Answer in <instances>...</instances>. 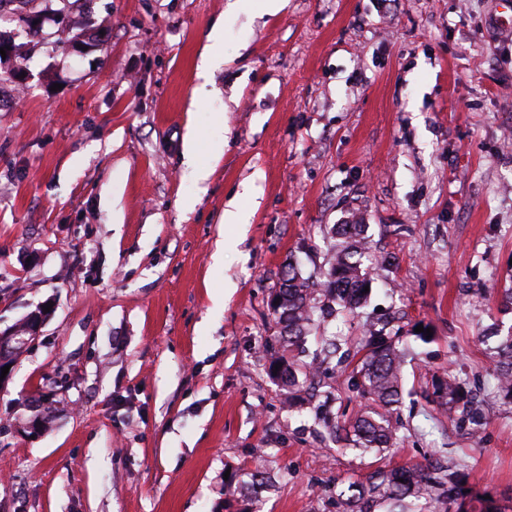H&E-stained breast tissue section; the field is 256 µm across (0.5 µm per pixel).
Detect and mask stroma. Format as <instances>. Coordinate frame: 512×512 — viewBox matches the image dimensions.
I'll return each mask as SVG.
<instances>
[{
	"instance_id": "obj_1",
	"label": "stroma",
	"mask_w": 512,
	"mask_h": 512,
	"mask_svg": "<svg viewBox=\"0 0 512 512\" xmlns=\"http://www.w3.org/2000/svg\"><path fill=\"white\" fill-rule=\"evenodd\" d=\"M51 7L35 49L15 31L10 65L29 80L0 81V331L49 309L0 384V512H239L223 475L255 470L262 512H344L350 483L438 448L512 506V402L492 394L481 341L512 325L506 0ZM219 19L224 62L202 80ZM250 181L241 233L221 217ZM351 220L381 262L328 326L350 340L339 421L365 405L350 389L365 325L410 346L402 441L380 456L323 440L322 396L288 407L268 371L285 268L319 277ZM452 377L474 404L449 415L434 392Z\"/></svg>"
}]
</instances>
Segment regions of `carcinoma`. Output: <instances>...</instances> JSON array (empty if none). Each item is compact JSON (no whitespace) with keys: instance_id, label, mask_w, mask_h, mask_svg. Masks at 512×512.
<instances>
[{"instance_id":"carcinoma-1","label":"carcinoma","mask_w":512,"mask_h":512,"mask_svg":"<svg viewBox=\"0 0 512 512\" xmlns=\"http://www.w3.org/2000/svg\"><path fill=\"white\" fill-rule=\"evenodd\" d=\"M333 231L337 243L322 279L305 278L290 264L270 303L279 327L280 351L272 357L269 370L276 371L272 378L288 387L290 395L304 383L313 389L321 387L316 365L332 362L338 343L334 336L316 335L317 329L339 312L354 311L367 296L364 287L372 286L366 225L336 224ZM311 337L316 343L312 352L307 347ZM358 346L363 354L351 390L367 404L350 427L356 449L379 453L398 441L393 413L403 395L404 353L398 338L371 327ZM490 350L496 361L493 392L512 398V330ZM277 364L281 368H275ZM436 394L439 405L450 414L458 404L470 403L465 384L454 378L439 384ZM227 485L249 501V512H261V496L267 486L262 472L234 474ZM349 491L345 512H498L495 501L474 492L464 472L448 465L442 455L423 463L378 469L366 483L350 484Z\"/></svg>"}]
</instances>
